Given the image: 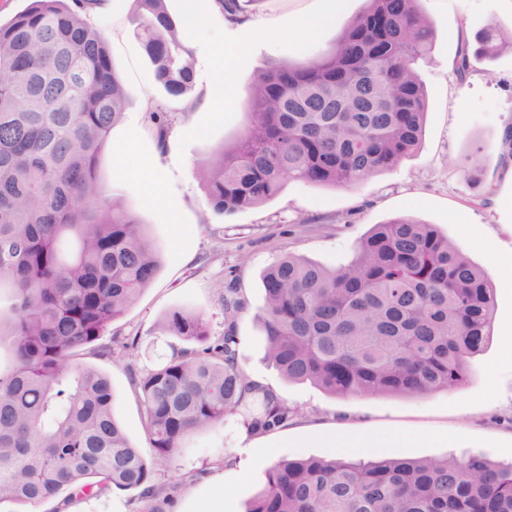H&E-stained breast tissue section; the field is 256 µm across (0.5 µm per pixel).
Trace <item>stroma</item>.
<instances>
[{"label": "stroma", "mask_w": 512, "mask_h": 512, "mask_svg": "<svg viewBox=\"0 0 512 512\" xmlns=\"http://www.w3.org/2000/svg\"><path fill=\"white\" fill-rule=\"evenodd\" d=\"M364 0H343L340 12L318 29L308 19L321 0H243L249 28L230 24L215 0H166L176 19H189L184 32L195 51L192 90L171 101L155 82L153 67L134 36L133 0H102L90 21L108 41L117 74L130 94L121 122L113 126L100 155L99 174L136 214L161 253L154 281L126 314L108 329L135 336L132 355L115 361L94 355L86 363L110 380L113 413L131 444L144 457L152 449L143 406L131 387L130 370L154 368L171 352L176 337L159 329L171 309L205 313L211 333H224L223 288L237 289L246 306L237 321L238 352L247 373L274 388L295 409L287 430L266 434V447L239 445L237 418L198 432L175 461L158 468L163 500H143L138 490L112 492L111 499H85L88 512H205L213 495L224 512H245L265 484L266 469L282 457L325 455L310 432L313 423L352 435L376 437L371 458H442L477 454L512 465V191L494 197L506 159L499 148L512 130V52L476 65L464 81L453 63L464 35L495 22L512 28V0H421L436 39L418 66L428 92L425 134L418 151L396 168L359 188L344 190L291 181L269 202L226 217L207 203L197 172L200 158L237 138L247 124L246 100L255 71L269 61L307 60L329 48ZM236 43L226 57V43ZM233 69V105L215 102L213 86L225 67ZM169 101L174 122L165 144L146 113L150 101ZM484 167L481 183L460 169L469 155ZM409 214L436 225L492 280L496 309L492 342L470 363L462 386L426 396L341 398L309 383L285 379L264 358L262 332L254 320L264 303L261 276L284 255L327 267L347 263L372 225ZM412 443H403V436Z\"/></svg>", "instance_id": "1"}]
</instances>
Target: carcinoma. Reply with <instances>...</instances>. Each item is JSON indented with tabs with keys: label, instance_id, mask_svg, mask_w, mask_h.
<instances>
[{
	"label": "carcinoma",
	"instance_id": "carcinoma-1",
	"mask_svg": "<svg viewBox=\"0 0 512 512\" xmlns=\"http://www.w3.org/2000/svg\"><path fill=\"white\" fill-rule=\"evenodd\" d=\"M101 0H31L0 23V505L37 508L64 491L162 494L153 470L197 432L241 418L258 435L294 411L255 382L238 356L244 310L224 289V336L198 312L170 310L162 331L182 347L153 369L129 370L145 411L152 460L113 414L109 379L78 360L122 359L137 338L99 343L155 279L160 257L145 225L101 179L99 159L129 96L102 31ZM421 0H365L328 51L272 61L250 84L245 131L199 165L207 201L233 215L290 181L352 190L418 149L428 98L417 64L435 28ZM135 35L170 98L194 83V49L166 0H134ZM462 46L454 75L493 62L512 30L486 26ZM147 112L165 145L171 110ZM257 314L266 359L290 381L334 397L419 396L467 378L492 338L493 285L434 224H375L351 261L328 268L287 255L262 277ZM247 512H512V465L485 457L282 458Z\"/></svg>",
	"mask_w": 512,
	"mask_h": 512
}]
</instances>
